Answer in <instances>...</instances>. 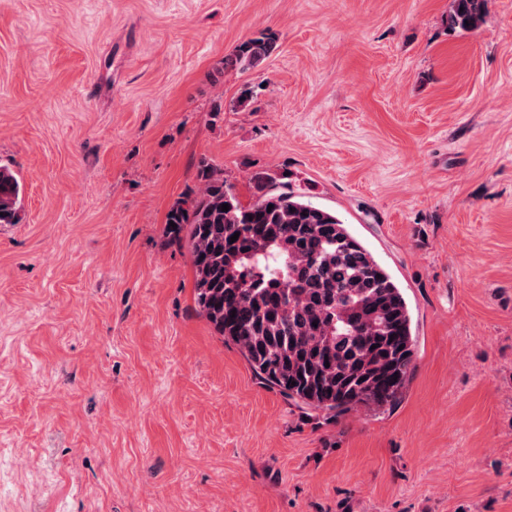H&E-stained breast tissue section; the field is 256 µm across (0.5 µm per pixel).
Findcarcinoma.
Returning a JSON list of instances; mask_svg holds the SVG:
<instances>
[{
  "label": "carcinoma",
  "mask_w": 512,
  "mask_h": 512,
  "mask_svg": "<svg viewBox=\"0 0 512 512\" xmlns=\"http://www.w3.org/2000/svg\"><path fill=\"white\" fill-rule=\"evenodd\" d=\"M487 5L451 0L448 26L478 28ZM274 49L271 34L248 39L224 68L248 70ZM197 179L198 192L169 210L175 226L166 235L188 249L199 314L263 383L326 420L392 407L415 352L406 300L386 269L335 213L268 189L267 172L253 175L258 197L249 205L204 160ZM20 205V184L1 167L0 224L17 223Z\"/></svg>",
  "instance_id": "obj_1"
}]
</instances>
